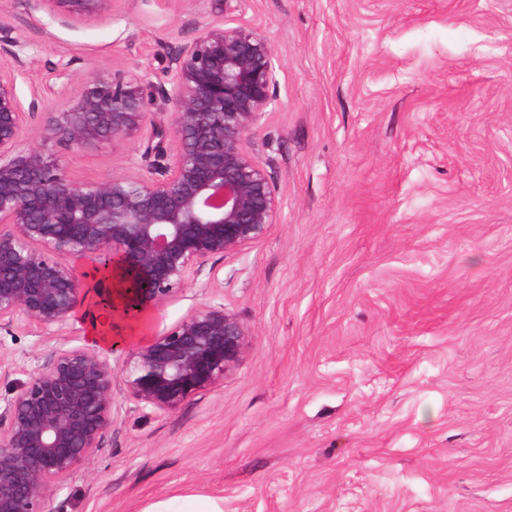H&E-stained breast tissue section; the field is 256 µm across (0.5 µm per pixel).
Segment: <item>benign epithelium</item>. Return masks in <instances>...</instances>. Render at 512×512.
<instances>
[{
  "mask_svg": "<svg viewBox=\"0 0 512 512\" xmlns=\"http://www.w3.org/2000/svg\"><path fill=\"white\" fill-rule=\"evenodd\" d=\"M73 21L112 0H38ZM19 42L0 32V60L19 66ZM161 87L170 124L147 123L153 83L115 70L84 76L74 96L70 65L23 106L0 67V330L34 326L60 336L81 301L72 257H112V318L152 314L183 291L213 256L235 254L275 222L276 189L248 135L271 102L275 55L268 39L230 16L202 25L167 57ZM43 112V141L81 149L151 135L146 174L78 183L60 157L22 139L26 115ZM177 143L170 155L167 142ZM248 332L222 304L196 310L131 348L121 383L137 405L179 408L222 381L240 361ZM116 375L86 346L58 349L0 397V512H46L53 489L91 459L114 418Z\"/></svg>",
  "mask_w": 512,
  "mask_h": 512,
  "instance_id": "benign-epithelium-1",
  "label": "benign epithelium"
}]
</instances>
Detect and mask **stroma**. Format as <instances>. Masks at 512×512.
Wrapping results in <instances>:
<instances>
[{
  "label": "stroma",
  "instance_id": "35a3bbf8",
  "mask_svg": "<svg viewBox=\"0 0 512 512\" xmlns=\"http://www.w3.org/2000/svg\"><path fill=\"white\" fill-rule=\"evenodd\" d=\"M224 0H112L75 22L0 0L30 102L57 64L163 80ZM276 58L249 149L276 185L262 240L207 260L150 332L221 304L224 381L171 412L115 392L94 459L47 512H512V0H239ZM146 139L61 151L68 177L146 170ZM64 335L0 331V394ZM150 512H223L224 508H220L214 501L198 496H189L182 499L179 510H159Z\"/></svg>",
  "mask_w": 512,
  "mask_h": 512
}]
</instances>
